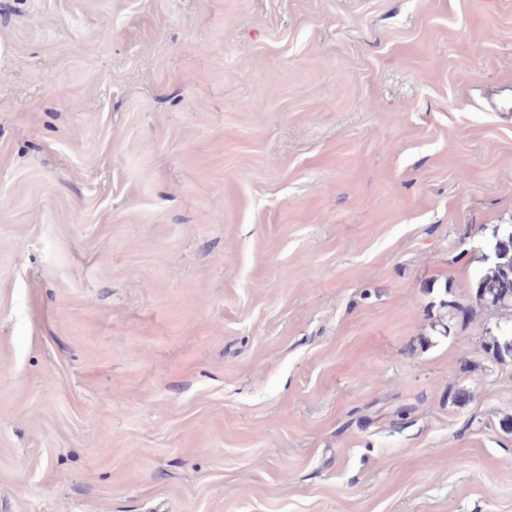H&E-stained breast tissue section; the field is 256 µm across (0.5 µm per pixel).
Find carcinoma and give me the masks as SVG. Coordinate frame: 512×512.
Instances as JSON below:
<instances>
[{
    "instance_id": "obj_1",
    "label": "carcinoma",
    "mask_w": 512,
    "mask_h": 512,
    "mask_svg": "<svg viewBox=\"0 0 512 512\" xmlns=\"http://www.w3.org/2000/svg\"><path fill=\"white\" fill-rule=\"evenodd\" d=\"M474 302L461 311L463 317L474 313L476 306L512 313V226L495 236L488 265L478 275ZM484 349L496 359L512 358V325L487 337Z\"/></svg>"
}]
</instances>
